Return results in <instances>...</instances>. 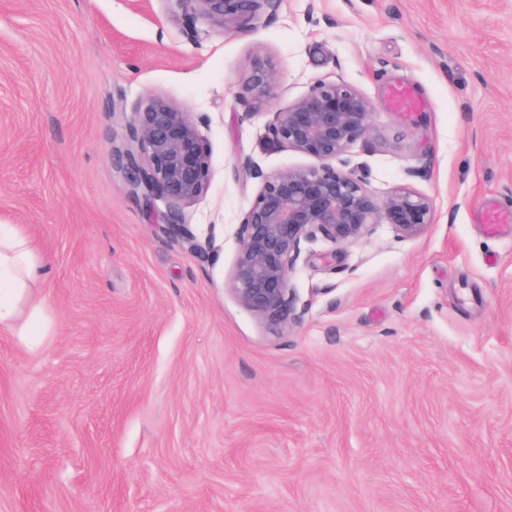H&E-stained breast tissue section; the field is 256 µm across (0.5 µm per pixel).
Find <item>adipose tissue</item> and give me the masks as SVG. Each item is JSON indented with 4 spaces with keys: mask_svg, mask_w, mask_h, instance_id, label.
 Returning <instances> with one entry per match:
<instances>
[{
    "mask_svg": "<svg viewBox=\"0 0 512 512\" xmlns=\"http://www.w3.org/2000/svg\"><path fill=\"white\" fill-rule=\"evenodd\" d=\"M47 270L27 237L16 228L0 231V326L13 329L22 343L39 333L35 319L20 320L23 304Z\"/></svg>",
    "mask_w": 512,
    "mask_h": 512,
    "instance_id": "ef3b65f1",
    "label": "adipose tissue"
}]
</instances>
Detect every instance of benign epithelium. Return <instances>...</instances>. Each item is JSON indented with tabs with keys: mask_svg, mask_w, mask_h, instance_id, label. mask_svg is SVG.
Returning <instances> with one entry per match:
<instances>
[{
	"mask_svg": "<svg viewBox=\"0 0 512 512\" xmlns=\"http://www.w3.org/2000/svg\"><path fill=\"white\" fill-rule=\"evenodd\" d=\"M189 14L221 19L224 30H241L257 11L276 10L282 0H177ZM276 72L256 59L240 95L250 104L246 116L262 121L266 140L316 160L263 177L237 228L239 249L229 287L263 320L287 324L298 319L297 297L289 273L303 247L319 238L342 248L361 241L384 222L404 239L421 236L431 224L432 199L408 187L375 198L364 177L343 155L369 136L374 102L341 78L316 77L304 94L282 107L267 106ZM130 143L120 152L132 174V186L157 214L169 237L203 253L185 209L206 192L212 178L211 150L194 113L160 95H151L133 112Z\"/></svg>",
	"mask_w": 512,
	"mask_h": 512,
	"instance_id": "1",
	"label": "benign epithelium"
}]
</instances>
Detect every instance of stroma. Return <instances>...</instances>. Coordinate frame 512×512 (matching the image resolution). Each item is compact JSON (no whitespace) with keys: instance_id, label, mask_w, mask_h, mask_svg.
I'll use <instances>...</instances> for the list:
<instances>
[{"instance_id":"35a3bbf8","label":"stroma","mask_w":512,"mask_h":512,"mask_svg":"<svg viewBox=\"0 0 512 512\" xmlns=\"http://www.w3.org/2000/svg\"><path fill=\"white\" fill-rule=\"evenodd\" d=\"M196 37H188L187 28ZM287 105L341 76L375 103L345 157L370 192L430 196L290 274L276 325L228 286L271 173L239 92ZM404 84L421 109L393 110ZM158 94L195 112L213 175L196 255L152 224L116 152ZM512 0H283L225 31L176 0H0V225L47 268L38 346L0 327V512H512Z\"/></svg>"}]
</instances>
